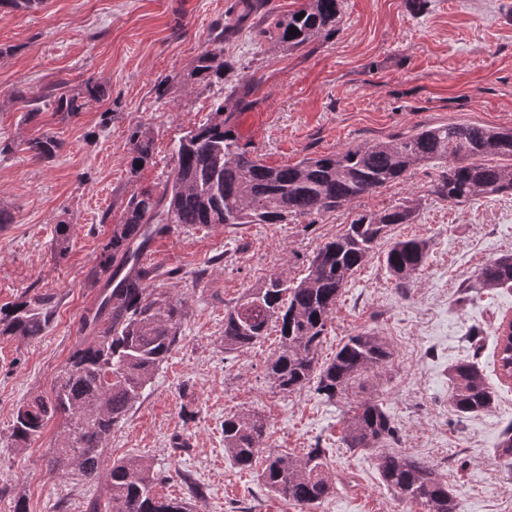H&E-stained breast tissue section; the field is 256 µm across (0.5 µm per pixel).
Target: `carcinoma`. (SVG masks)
I'll return each mask as SVG.
<instances>
[{
    "instance_id": "obj_1",
    "label": "carcinoma",
    "mask_w": 512,
    "mask_h": 512,
    "mask_svg": "<svg viewBox=\"0 0 512 512\" xmlns=\"http://www.w3.org/2000/svg\"><path fill=\"white\" fill-rule=\"evenodd\" d=\"M341 0H308L286 18L261 13L259 0H240L236 17L224 24L211 47L196 58L190 78L199 85H223L236 107L251 105L254 77L224 61V33L236 30L255 15L257 36L290 50L300 49L323 34L336 32ZM304 17L297 18V15ZM298 29L295 34L289 28ZM104 97L102 86L87 80L77 92L51 86L43 103L35 102L23 115L34 119L41 106L68 119ZM41 161L55 159L62 142L44 134L25 141ZM153 140L139 127L129 138L127 165L132 174L148 164ZM488 157L499 164L485 162ZM432 162L441 170L431 193L460 205L512 191V126L469 122L426 125L414 133L386 141L348 145L332 154L303 157L293 165L273 167L239 143L233 113L216 101L205 122L182 136L175 165L159 190L133 192L123 207L102 260L91 271L100 284L94 306L80 320L79 341L51 393L38 394L17 409L11 437L19 447L40 437L47 423L59 416L68 432L52 449L48 474L76 468L94 480L105 478L106 494L90 504V512H189L187 503L161 499L154 493L149 459L115 461L101 471L104 447L112 429L130 410L169 357L179 328L187 317L186 301L157 288L160 281L178 278L148 258L158 237L177 228L225 224H286L295 218L333 214L360 198L404 180L417 165ZM417 204L408 201L379 212H363L343 232L321 246L309 260L306 275L287 279L273 272L257 287L245 291L224 315V352L249 349L279 330L281 345L268 366L272 385L282 392L315 384L327 401L348 404L343 443L348 448H376L395 437V426L378 401L364 396L365 377L393 358L381 336L362 332L350 336L327 363L318 352L327 334L336 303L352 275L363 267L391 226L413 221ZM429 257V244L420 238L397 239L384 254V263L397 287L406 289ZM512 286V254L483 265L475 287L484 290ZM55 297L28 288L7 308L0 307V335L33 340L49 328ZM499 372L512 378V332L508 344L497 336ZM452 406L461 417L490 409L493 392L473 361L449 368ZM268 424L259 413L224 417V452L242 470L253 466L262 449ZM325 452L311 448L303 456L270 454L260 474L264 487L303 508L319 504L330 493ZM377 467L386 484L424 512H460L448 483L424 462L408 455L385 453Z\"/></svg>"
}]
</instances>
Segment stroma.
I'll use <instances>...</instances> for the list:
<instances>
[{"mask_svg":"<svg viewBox=\"0 0 512 512\" xmlns=\"http://www.w3.org/2000/svg\"><path fill=\"white\" fill-rule=\"evenodd\" d=\"M235 2L45 0L33 11L0 5V142L19 143L0 155V205L14 216L0 228V307L28 288L57 299L43 336L0 335V512H12L18 496L28 512H86L103 491V482L74 471L47 475L63 419L20 449L11 440L13 417L23 401L50 390L72 355L80 316L98 292L89 272L125 199L134 189L160 188L178 138L210 114L216 91L189 73ZM224 57L256 80L251 106L236 110L235 134L271 166L424 125L512 126V0H428L420 12L407 0H342L335 34L289 51L243 31L225 40ZM90 78L105 90L98 103L67 120L46 108L22 122L48 86L76 90ZM165 78L170 84L158 93ZM140 126L151 132L153 156L133 174L125 154ZM44 133L63 143L49 162L20 146ZM438 173L416 167L313 222L197 226L155 239L152 260L184 274L170 291L186 299L189 313L152 383L113 429L103 464L149 459L162 497H186L190 483L199 484L197 512H299L261 484L264 456L241 470L224 453L225 416L250 410L268 423L266 449L296 456L324 449L333 489L310 512H423L387 487L376 467L382 452L433 465L461 512H512V460L497 451L502 427L512 423V384L500 381L496 357L512 288L474 285L485 262L512 254V192L451 205L431 193ZM408 199L418 202L414 221L393 225L390 235L427 240L426 265L411 288H397L377 247L349 279L320 346L324 363L348 336L368 331L394 351L367 393L390 414L398 437L377 449L347 448L342 406L310 387L282 393L272 386L267 364L278 332L228 353L224 315L272 272L303 277L313 253L357 214ZM60 224L70 234L63 256L55 245ZM460 360L477 362L496 394L491 409L466 419L450 405L448 369Z\"/></svg>","mask_w":512,"mask_h":512,"instance_id":"stroma-1","label":"stroma"}]
</instances>
